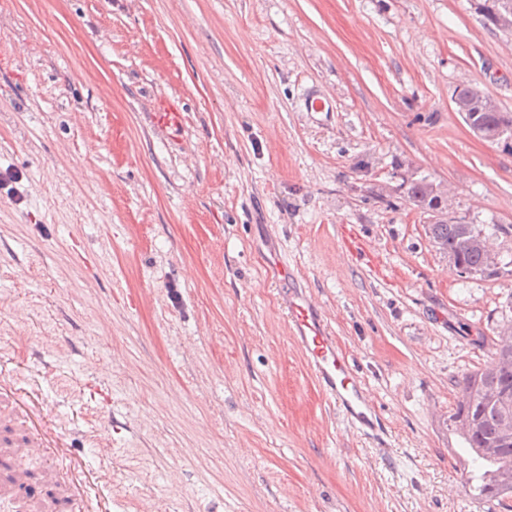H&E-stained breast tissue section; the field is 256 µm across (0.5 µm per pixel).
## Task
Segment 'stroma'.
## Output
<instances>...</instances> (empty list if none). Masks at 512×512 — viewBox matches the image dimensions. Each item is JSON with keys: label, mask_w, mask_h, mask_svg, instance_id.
I'll return each instance as SVG.
<instances>
[{"label": "stroma", "mask_w": 512, "mask_h": 512, "mask_svg": "<svg viewBox=\"0 0 512 512\" xmlns=\"http://www.w3.org/2000/svg\"><path fill=\"white\" fill-rule=\"evenodd\" d=\"M479 0H0V374L61 418L112 512H506L451 415L512 324V33ZM332 103L307 111L308 96ZM489 236L462 274L411 182ZM280 251L384 442L289 337ZM37 496L0 512H57ZM469 97L467 100H461L455 96L454 104L457 112L463 116L465 122L472 132L480 139L490 142L511 141L512 126H499L497 128H481L473 124L471 120L470 109L473 105H478L487 110H495L498 105L496 101L487 95L481 88L475 85H468Z\"/></svg>", "instance_id": "1"}]
</instances>
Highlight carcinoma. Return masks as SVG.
Masks as SVG:
<instances>
[{
	"label": "carcinoma",
	"instance_id": "carcinoma-1",
	"mask_svg": "<svg viewBox=\"0 0 512 512\" xmlns=\"http://www.w3.org/2000/svg\"><path fill=\"white\" fill-rule=\"evenodd\" d=\"M407 195L414 205L431 210L434 207V197L430 185L424 181L410 183ZM433 242L447 248V254L458 268L469 271H486L489 263L484 254L466 246L465 237L476 232L471 224H461L457 221L437 222L429 225ZM495 359L498 368L491 371L476 370L468 374L461 388L454 415L465 413L476 422V431L464 437L468 447L500 449L499 458L486 459L479 455L473 458L477 470L471 471L468 483L482 498L502 501L507 495L502 493L497 485V474L500 461L512 460V442L501 445L500 432L503 418L502 408L491 403L493 396L506 397L512 405V342L494 343Z\"/></svg>",
	"mask_w": 512,
	"mask_h": 512
}]
</instances>
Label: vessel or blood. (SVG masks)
I'll return each instance as SVG.
<instances>
[{"label":"vessel or blood","mask_w":512,"mask_h":512,"mask_svg":"<svg viewBox=\"0 0 512 512\" xmlns=\"http://www.w3.org/2000/svg\"><path fill=\"white\" fill-rule=\"evenodd\" d=\"M288 329L292 340L305 356L325 394L332 400L347 423L360 434L377 439L383 427L370 396L355 375L347 356L338 348L324 316L310 293L292 291L285 305ZM0 401L14 413L27 418L44 419L45 411L36 406L34 395L15 383H0ZM63 436L36 430L14 455L20 459L51 460L65 456ZM60 481L69 489L71 512H87L93 480L76 466L60 474Z\"/></svg>","instance_id":"1"}]
</instances>
